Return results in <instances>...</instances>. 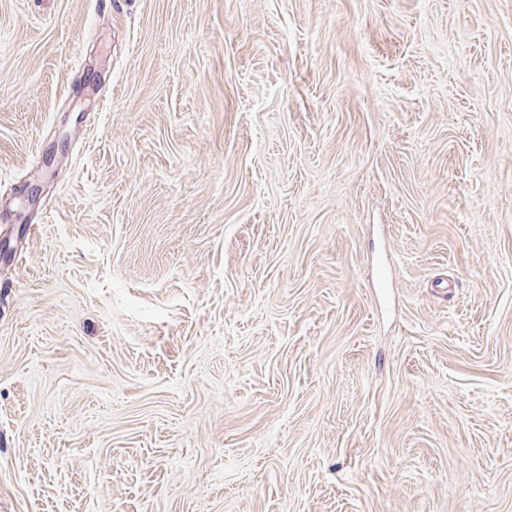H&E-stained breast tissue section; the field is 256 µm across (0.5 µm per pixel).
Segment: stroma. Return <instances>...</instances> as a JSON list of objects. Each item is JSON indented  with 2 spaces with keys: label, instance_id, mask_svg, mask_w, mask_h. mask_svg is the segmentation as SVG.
<instances>
[{
  "label": "stroma",
  "instance_id": "obj_1",
  "mask_svg": "<svg viewBox=\"0 0 512 512\" xmlns=\"http://www.w3.org/2000/svg\"><path fill=\"white\" fill-rule=\"evenodd\" d=\"M5 239L0 512H512V0H0Z\"/></svg>",
  "mask_w": 512,
  "mask_h": 512
}]
</instances>
